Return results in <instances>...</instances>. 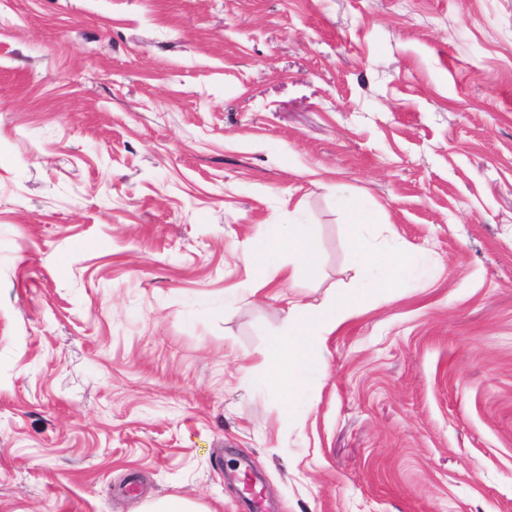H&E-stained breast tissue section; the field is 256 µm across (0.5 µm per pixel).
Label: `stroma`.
<instances>
[{
    "label": "stroma",
    "instance_id": "stroma-1",
    "mask_svg": "<svg viewBox=\"0 0 512 512\" xmlns=\"http://www.w3.org/2000/svg\"><path fill=\"white\" fill-rule=\"evenodd\" d=\"M294 223L296 281L240 261ZM278 291L356 300L295 408ZM247 468L265 512H512V0H0V512H249ZM369 218L364 214H357L348 224L349 248L356 260L363 266H379L383 269L381 278L372 284L373 289H380L384 296L391 300L394 293L391 288L395 285L400 274L408 267L411 258L395 252H383L372 248L364 234ZM141 512H203V510L187 499L170 496L146 502Z\"/></svg>",
    "mask_w": 512,
    "mask_h": 512
}]
</instances>
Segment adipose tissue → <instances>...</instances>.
<instances>
[{
    "label": "adipose tissue",
    "mask_w": 512,
    "mask_h": 512,
    "mask_svg": "<svg viewBox=\"0 0 512 512\" xmlns=\"http://www.w3.org/2000/svg\"><path fill=\"white\" fill-rule=\"evenodd\" d=\"M369 223L366 215H356L348 232L349 248L363 266H378L383 270L375 286L386 298H393V289L400 274L411 262L409 256L383 252L372 248L364 234ZM258 252L244 251L243 261L262 260L295 280L300 270L313 257L312 240L303 224H268L258 234ZM353 308L339 298L318 305L298 299L288 300L285 309L286 330L273 337L262 357L264 377L291 404H298L310 393L311 375L316 366V350L325 336L351 316Z\"/></svg>",
    "instance_id": "adipose-tissue-1"
}]
</instances>
